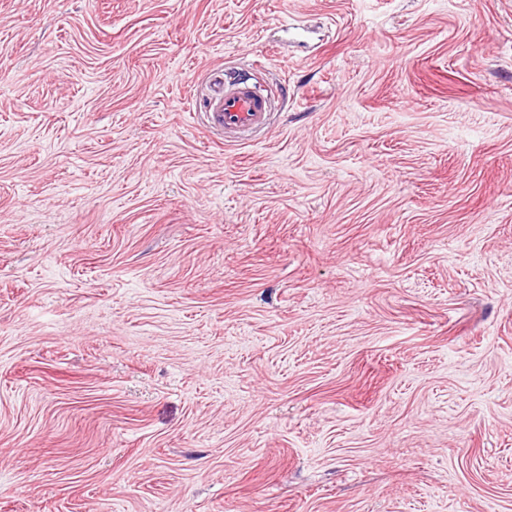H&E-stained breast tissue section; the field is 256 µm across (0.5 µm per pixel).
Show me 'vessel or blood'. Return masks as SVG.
Segmentation results:
<instances>
[{"mask_svg":"<svg viewBox=\"0 0 512 512\" xmlns=\"http://www.w3.org/2000/svg\"><path fill=\"white\" fill-rule=\"evenodd\" d=\"M209 129L225 137H241L263 128L270 104L247 80L232 76L215 78L206 101Z\"/></svg>","mask_w":512,"mask_h":512,"instance_id":"obj_1","label":"vessel or blood"}]
</instances>
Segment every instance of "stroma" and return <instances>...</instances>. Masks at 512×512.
Instances as JSON below:
<instances>
[{
    "label": "stroma",
    "instance_id": "35a3bbf8",
    "mask_svg": "<svg viewBox=\"0 0 512 512\" xmlns=\"http://www.w3.org/2000/svg\"><path fill=\"white\" fill-rule=\"evenodd\" d=\"M0 512H512V0H0ZM208 128L229 137H241L263 128L270 115V104L247 80L224 74L213 80L206 101Z\"/></svg>",
    "mask_w": 512,
    "mask_h": 512
}]
</instances>
